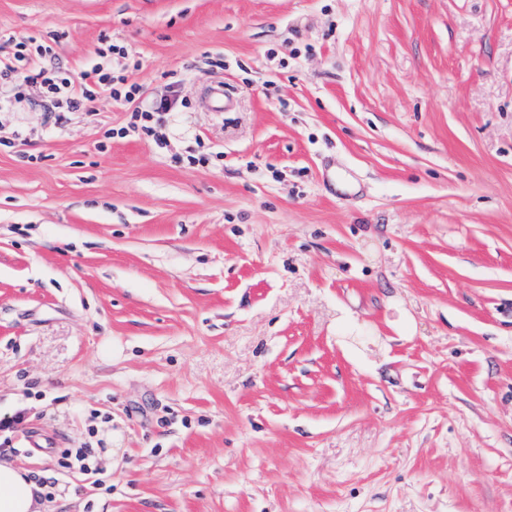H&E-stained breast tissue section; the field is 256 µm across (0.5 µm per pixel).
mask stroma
Returning a JSON list of instances; mask_svg holds the SVG:
<instances>
[{
	"instance_id": "1",
	"label": "stroma",
	"mask_w": 512,
	"mask_h": 512,
	"mask_svg": "<svg viewBox=\"0 0 512 512\" xmlns=\"http://www.w3.org/2000/svg\"><path fill=\"white\" fill-rule=\"evenodd\" d=\"M53 36L177 104L161 147L0 87L47 512H512V0H0V55Z\"/></svg>"
}]
</instances>
